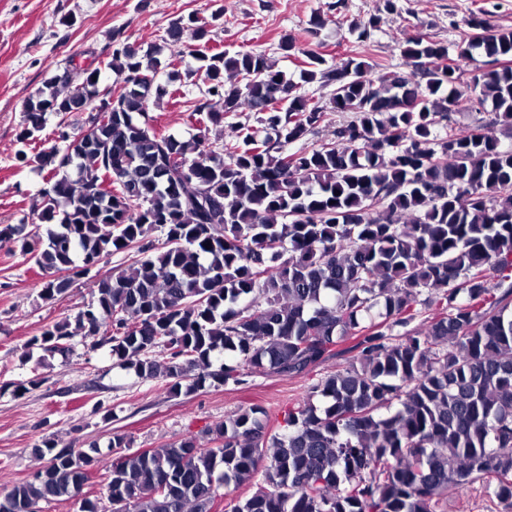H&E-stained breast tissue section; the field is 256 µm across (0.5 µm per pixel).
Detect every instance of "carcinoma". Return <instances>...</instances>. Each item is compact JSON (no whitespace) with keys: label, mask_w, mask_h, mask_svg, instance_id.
Listing matches in <instances>:
<instances>
[{"label":"carcinoma","mask_w":512,"mask_h":512,"mask_svg":"<svg viewBox=\"0 0 512 512\" xmlns=\"http://www.w3.org/2000/svg\"><path fill=\"white\" fill-rule=\"evenodd\" d=\"M182 33L114 51L118 88L75 66L24 101L20 143L56 118L48 146L23 155L49 170L46 229L1 225L0 242L49 274L41 297L116 252L139 255L31 344H108L117 366L172 396L304 375L350 338L358 364L313 383L278 431L252 406L209 428L207 448L187 438L117 455L111 512H212L221 487L245 484L229 512H437L448 487L478 481L512 500V148L492 133L512 136V31L467 24L457 57L488 66L471 103L493 117L462 136L464 70L422 34L400 46L410 72L300 49L302 84L334 86L328 107L263 52L203 55L200 121L259 114L235 123L229 147L152 126L161 66L181 61L161 56ZM329 108L353 113L336 140L291 150ZM36 452L45 465L0 493L10 512L76 497L100 449Z\"/></svg>","instance_id":"1"}]
</instances>
